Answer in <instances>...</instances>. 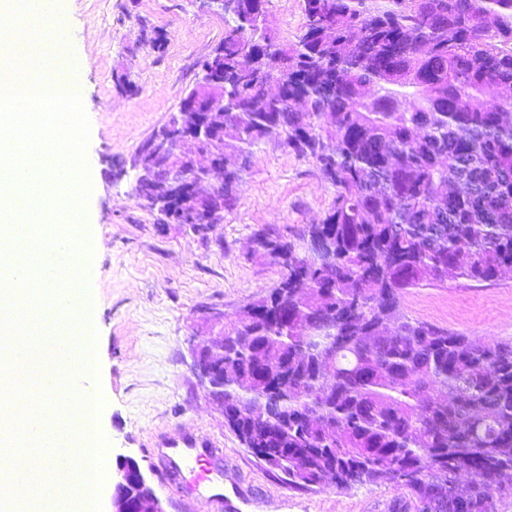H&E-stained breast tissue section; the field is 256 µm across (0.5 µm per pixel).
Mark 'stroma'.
Returning <instances> with one entry per match:
<instances>
[{"label": "stroma", "mask_w": 512, "mask_h": 512, "mask_svg": "<svg viewBox=\"0 0 512 512\" xmlns=\"http://www.w3.org/2000/svg\"><path fill=\"white\" fill-rule=\"evenodd\" d=\"M81 74L90 122L87 158L92 193L87 221L104 244L87 289L96 303L98 428L112 454L142 465L168 512H217L214 487L230 512H393L404 490L388 484L351 490H298L246 450L224 425V412L192 369L190 345L220 333L204 308L235 318L264 297L282 269L253 239L319 223L333 196L312 162L269 139L251 165L224 221L198 232L161 224L133 192L130 160L141 143L178 112L196 83L199 63L224 34L222 17L195 0H60ZM128 74L130 92L115 75ZM401 310L409 317L489 342H512V272L490 285L462 280L416 288ZM194 447L212 454L207 481L182 473L162 482L159 452Z\"/></svg>", "instance_id": "obj_1"}]
</instances>
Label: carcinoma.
I'll list each match as a JSON object with an SVG mask.
<instances>
[{
    "mask_svg": "<svg viewBox=\"0 0 512 512\" xmlns=\"http://www.w3.org/2000/svg\"><path fill=\"white\" fill-rule=\"evenodd\" d=\"M269 2L240 0L202 61L224 69V208L273 135L333 199L286 239L257 233L283 270L224 325V425L292 488L395 473L417 512H495L512 343L399 308L512 270V0H302L292 41Z\"/></svg>",
    "mask_w": 512,
    "mask_h": 512,
    "instance_id": "carcinoma-1",
    "label": "carcinoma"
}]
</instances>
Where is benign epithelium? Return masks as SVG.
<instances>
[{"instance_id":"7a95c632","label":"benign epithelium","mask_w":512,"mask_h":512,"mask_svg":"<svg viewBox=\"0 0 512 512\" xmlns=\"http://www.w3.org/2000/svg\"><path fill=\"white\" fill-rule=\"evenodd\" d=\"M197 2L201 10L223 15L237 0ZM183 111L182 122L153 133L143 148L146 161H131L137 197L152 204L163 224L171 223L175 203L187 209L203 201L214 216L224 217V183H212L214 175L224 174V156L216 148L200 151L196 157L184 151L186 143L196 144L216 132L224 119V99L201 92L187 98ZM222 345V338L192 344V369L202 381L210 383L224 377V366H215L210 360L212 349ZM112 512H167L140 463L129 455H117L112 468Z\"/></svg>"}]
</instances>
